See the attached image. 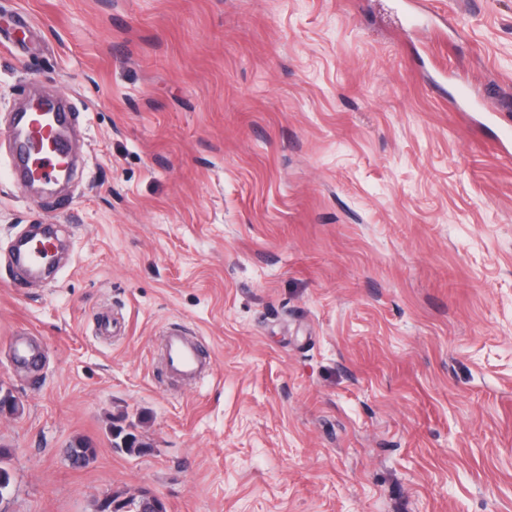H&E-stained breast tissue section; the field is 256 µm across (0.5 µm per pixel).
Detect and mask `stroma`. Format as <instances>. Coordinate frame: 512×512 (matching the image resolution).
Returning a JSON list of instances; mask_svg holds the SVG:
<instances>
[{"label": "stroma", "instance_id": "1", "mask_svg": "<svg viewBox=\"0 0 512 512\" xmlns=\"http://www.w3.org/2000/svg\"><path fill=\"white\" fill-rule=\"evenodd\" d=\"M415 2L0 0V512H512V0ZM35 94L79 111L50 195L7 153ZM162 354L168 373L188 385L198 383L205 369V359L200 344L179 329L163 334Z\"/></svg>", "mask_w": 512, "mask_h": 512}]
</instances>
